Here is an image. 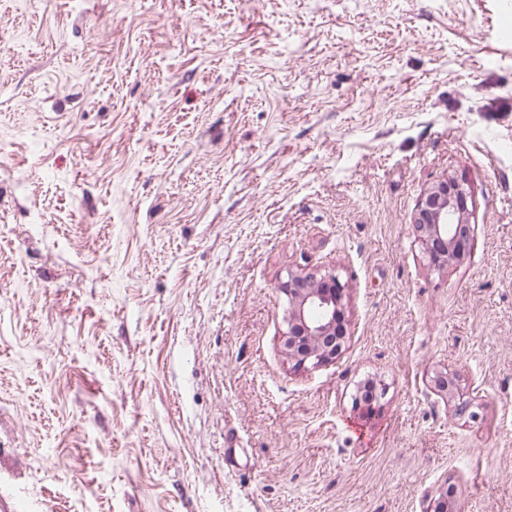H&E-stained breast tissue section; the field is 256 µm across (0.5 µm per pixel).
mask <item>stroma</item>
Masks as SVG:
<instances>
[{
    "label": "stroma",
    "mask_w": 512,
    "mask_h": 512,
    "mask_svg": "<svg viewBox=\"0 0 512 512\" xmlns=\"http://www.w3.org/2000/svg\"><path fill=\"white\" fill-rule=\"evenodd\" d=\"M446 176L477 235L438 270L414 214ZM297 268L349 294L310 371ZM451 487L512 512V0H0V512ZM346 288L332 271L289 270L287 280L279 284L288 303L282 340L292 368L315 369L342 353L346 329L343 326L337 342L336 330L343 325ZM433 390L446 401H457V405L461 406V409L465 412L468 411L470 419H477L479 413L475 410H470L472 407V399L469 396V392H464L456 379L450 375V373L438 372L432 377Z\"/></svg>",
    "instance_id": "stroma-1"
}]
</instances>
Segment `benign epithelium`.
Masks as SVG:
<instances>
[{"label": "benign epithelium", "instance_id": "7a95c632", "mask_svg": "<svg viewBox=\"0 0 512 512\" xmlns=\"http://www.w3.org/2000/svg\"><path fill=\"white\" fill-rule=\"evenodd\" d=\"M471 200L467 180L446 177L435 183L418 202L415 229L425 254L434 265L453 264L461 258L465 248L474 244ZM278 291L288 303L282 340L292 368L315 369L336 359L345 344L346 331L338 330V325L343 322L347 308L346 284L332 271L290 270ZM432 383L438 396L458 402L469 418L479 417L472 409L469 393L463 391L449 373H436Z\"/></svg>", "mask_w": 512, "mask_h": 512}]
</instances>
